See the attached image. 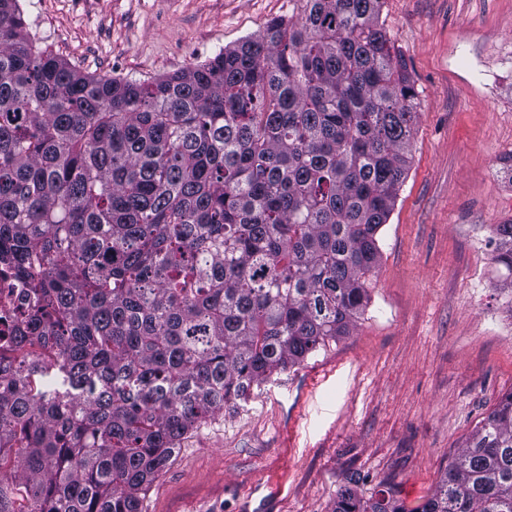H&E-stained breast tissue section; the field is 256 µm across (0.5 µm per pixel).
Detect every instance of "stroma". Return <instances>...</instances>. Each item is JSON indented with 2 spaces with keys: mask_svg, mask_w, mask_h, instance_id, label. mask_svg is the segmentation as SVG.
<instances>
[{
  "mask_svg": "<svg viewBox=\"0 0 512 512\" xmlns=\"http://www.w3.org/2000/svg\"><path fill=\"white\" fill-rule=\"evenodd\" d=\"M85 73L151 81L301 16V0H18ZM418 92L411 160L350 336L193 431L144 512H331L357 476L420 505L512 392V290L486 245L512 220V0H384Z\"/></svg>",
  "mask_w": 512,
  "mask_h": 512,
  "instance_id": "obj_1",
  "label": "stroma"
}]
</instances>
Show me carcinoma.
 Wrapping results in <instances>:
<instances>
[{"label": "carcinoma", "mask_w": 512, "mask_h": 512, "mask_svg": "<svg viewBox=\"0 0 512 512\" xmlns=\"http://www.w3.org/2000/svg\"><path fill=\"white\" fill-rule=\"evenodd\" d=\"M204 64L90 76L0 0V263L36 303L0 357V512H142L193 429L351 334L409 167L384 0H303ZM512 288V220L489 238ZM512 512V392L425 502Z\"/></svg>", "instance_id": "obj_1"}]
</instances>
